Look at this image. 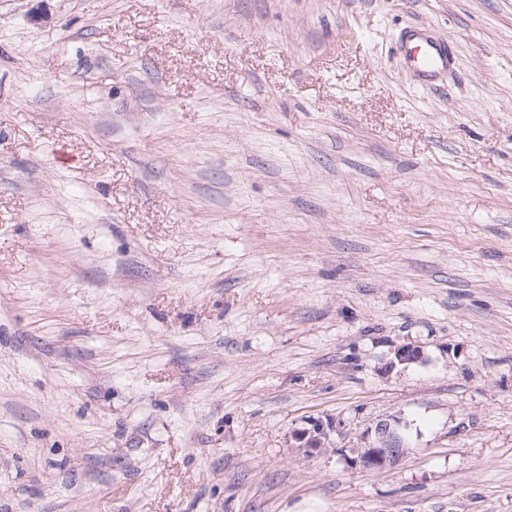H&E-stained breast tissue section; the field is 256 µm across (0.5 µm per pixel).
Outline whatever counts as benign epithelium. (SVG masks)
<instances>
[{"label": "benign epithelium", "instance_id": "7a95c632", "mask_svg": "<svg viewBox=\"0 0 512 512\" xmlns=\"http://www.w3.org/2000/svg\"><path fill=\"white\" fill-rule=\"evenodd\" d=\"M394 359L399 364H411L422 360V352L411 344L394 349ZM338 430L331 419L313 420L310 427L293 434L295 447L307 455L325 452L332 447L331 434ZM410 446L400 428L399 419L393 416L379 418L359 438L354 449L352 465L363 471H383L407 455Z\"/></svg>", "mask_w": 512, "mask_h": 512}]
</instances>
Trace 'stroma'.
Segmentation results:
<instances>
[{
	"label": "stroma",
	"instance_id": "stroma-1",
	"mask_svg": "<svg viewBox=\"0 0 512 512\" xmlns=\"http://www.w3.org/2000/svg\"><path fill=\"white\" fill-rule=\"evenodd\" d=\"M0 512H512V0H0ZM402 56L406 71L419 85L430 86L438 74L448 70V44L435 40L420 28L406 32ZM410 446L393 416L379 418L359 438L350 462L363 471H383L407 455ZM338 430L337 423L332 419L313 420L309 428H304L293 434L294 448L306 455L315 452H325L332 448L331 434Z\"/></svg>",
	"mask_w": 512,
	"mask_h": 512
}]
</instances>
